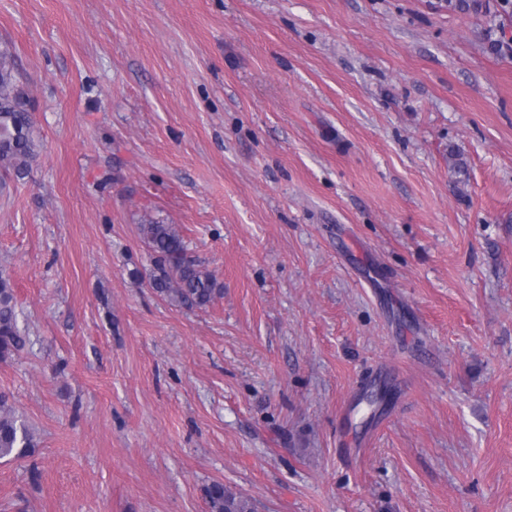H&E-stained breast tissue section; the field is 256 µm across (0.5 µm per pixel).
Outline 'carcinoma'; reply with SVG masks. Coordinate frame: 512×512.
I'll use <instances>...</instances> for the list:
<instances>
[{
    "label": "carcinoma",
    "mask_w": 512,
    "mask_h": 512,
    "mask_svg": "<svg viewBox=\"0 0 512 512\" xmlns=\"http://www.w3.org/2000/svg\"><path fill=\"white\" fill-rule=\"evenodd\" d=\"M37 156L33 118L14 86L13 56L0 50V166L20 179ZM140 233L152 252L148 277L161 296L189 308L208 307L222 293L216 278L188 255L184 237L172 224L150 221ZM26 344L18 325L15 290L0 276V362L11 360ZM36 446V436L0 394V459L21 460ZM208 512H257L253 500L240 491L214 482L205 489Z\"/></svg>",
    "instance_id": "cac0c4a2"
}]
</instances>
